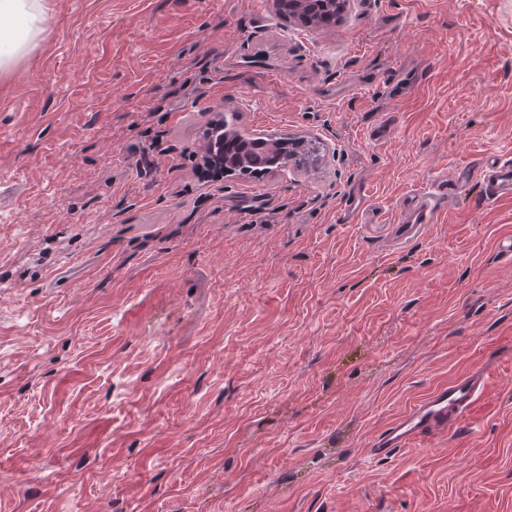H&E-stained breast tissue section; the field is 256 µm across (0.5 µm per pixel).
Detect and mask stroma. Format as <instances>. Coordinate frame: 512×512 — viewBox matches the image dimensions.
<instances>
[{
	"label": "stroma",
	"mask_w": 512,
	"mask_h": 512,
	"mask_svg": "<svg viewBox=\"0 0 512 512\" xmlns=\"http://www.w3.org/2000/svg\"><path fill=\"white\" fill-rule=\"evenodd\" d=\"M0 76V512H512V0H48ZM319 138L204 180L203 129ZM483 366L424 449L369 440ZM329 1L332 0H315V3L310 6L312 19H314L311 26L328 29L336 25V21L342 12L343 5L336 3L333 6L328 3ZM473 178L480 180L491 196H511L512 159L492 160L477 169H463L457 174V182H466ZM446 190V187L444 188ZM443 188L438 187L434 191L418 194L412 197V206H409L402 223L398 226L401 237L407 238L413 234L420 224L433 222L437 212L440 197L443 196Z\"/></svg>",
	"instance_id": "35a3bbf8"
}]
</instances>
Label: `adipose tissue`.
<instances>
[{
	"label": "adipose tissue",
	"instance_id": "1",
	"mask_svg": "<svg viewBox=\"0 0 512 512\" xmlns=\"http://www.w3.org/2000/svg\"><path fill=\"white\" fill-rule=\"evenodd\" d=\"M47 17L46 0H0V74L34 50Z\"/></svg>",
	"mask_w": 512,
	"mask_h": 512
}]
</instances>
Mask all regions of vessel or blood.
Segmentation results:
<instances>
[{"label": "vessel or blood", "mask_w": 512, "mask_h": 512, "mask_svg": "<svg viewBox=\"0 0 512 512\" xmlns=\"http://www.w3.org/2000/svg\"><path fill=\"white\" fill-rule=\"evenodd\" d=\"M480 180L489 195H512V159H497L477 169L458 172V181ZM442 189L413 196L398 230L401 237L413 234L419 225L432 223ZM487 387L484 369L468 372L436 389L428 398L375 435L368 444L369 454L384 458L418 446L426 435L451 432L471 415Z\"/></svg>", "instance_id": "1"}]
</instances>
